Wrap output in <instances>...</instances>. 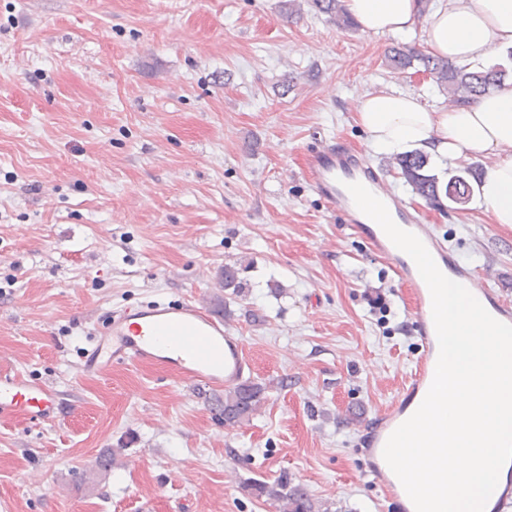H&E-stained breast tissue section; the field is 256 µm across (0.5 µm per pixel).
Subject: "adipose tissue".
<instances>
[{
  "label": "adipose tissue",
  "mask_w": 512,
  "mask_h": 512,
  "mask_svg": "<svg viewBox=\"0 0 512 512\" xmlns=\"http://www.w3.org/2000/svg\"><path fill=\"white\" fill-rule=\"evenodd\" d=\"M362 31L407 35L423 31L430 53L470 68L512 48V0H344ZM356 120L375 151L416 148L464 163L490 160L474 187L496 224L512 225V79L476 99L435 107L409 92L363 93Z\"/></svg>",
  "instance_id": "adipose-tissue-1"
}]
</instances>
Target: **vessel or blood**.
Here are the masks:
<instances>
[{
  "instance_id": "obj_1",
  "label": "vessel or blood",
  "mask_w": 512,
  "mask_h": 512,
  "mask_svg": "<svg viewBox=\"0 0 512 512\" xmlns=\"http://www.w3.org/2000/svg\"><path fill=\"white\" fill-rule=\"evenodd\" d=\"M304 176L329 208L339 210L344 222L368 240L373 253L389 263L414 302L423 350L410 375V399L388 409L369 443L376 480L386 493L402 499L405 489L379 456L392 432L417 410L434 378L439 345L430 291L411 257L398 249L379 225L366 223L354 204L348 184L358 182L373 192L384 188L382 176L365 163L360 152L335 142L323 145L308 154ZM386 203L394 222L424 242L441 272L475 288L499 318L512 323V306L502 302L492 289L480 285L469 268L455 263L447 248L432 238L427 226L419 224L401 200L390 196ZM123 361L161 364L181 381L201 383L214 390L241 381L249 366L241 338L234 336L222 317L194 300L177 305L155 302L113 311L91 353L79 364L78 372L83 375ZM55 406L56 397L45 385L16 373L0 374L1 416L20 412L31 420L51 421L55 418Z\"/></svg>"
}]
</instances>
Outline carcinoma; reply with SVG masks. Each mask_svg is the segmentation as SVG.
Segmentation results:
<instances>
[{
  "label": "carcinoma",
  "mask_w": 512,
  "mask_h": 512,
  "mask_svg": "<svg viewBox=\"0 0 512 512\" xmlns=\"http://www.w3.org/2000/svg\"><path fill=\"white\" fill-rule=\"evenodd\" d=\"M312 5L319 12L328 15L336 26L342 29L356 27L354 19L346 10L343 0H312ZM388 60L400 69L411 68L414 64L422 66L439 86L448 89L460 100L473 99L493 88L506 76V68L500 63L488 67L467 68L456 65L446 58L430 56L412 46L394 49ZM398 174L425 200L436 205L442 198L448 197V186L454 185L459 194L470 197L473 192L471 181L478 179L479 174L469 170L465 174L453 175L448 183H440L437 175L432 173L431 158L419 151H411L393 159ZM242 265L236 262L224 263L219 280L224 288V300L218 301V307L224 308V317L231 316L229 301L235 300L244 293L241 273ZM268 386L251 379L242 380L224 389V394H210L206 401L215 405L224 418V426L235 428L250 419L258 412L266 400ZM243 489L258 498L272 502L277 512H331L329 505L316 500L301 484L284 474L272 482L248 481Z\"/></svg>",
  "instance_id": "1"
}]
</instances>
